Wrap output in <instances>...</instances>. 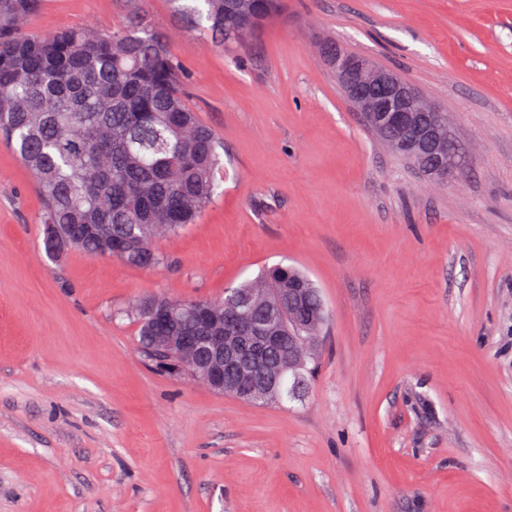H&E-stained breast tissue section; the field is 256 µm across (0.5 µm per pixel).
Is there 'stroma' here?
I'll return each instance as SVG.
<instances>
[{
    "instance_id": "1",
    "label": "stroma",
    "mask_w": 512,
    "mask_h": 512,
    "mask_svg": "<svg viewBox=\"0 0 512 512\" xmlns=\"http://www.w3.org/2000/svg\"><path fill=\"white\" fill-rule=\"evenodd\" d=\"M134 11L224 143L222 192L154 270L54 261L0 142V512H512V0H282L229 46L169 0H45L25 31ZM325 41L446 113L455 179L366 128ZM277 264L328 311L300 399L247 403L141 356L137 300H215Z\"/></svg>"
}]
</instances>
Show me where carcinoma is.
<instances>
[{
  "instance_id": "cac0c4a2",
  "label": "carcinoma",
  "mask_w": 512,
  "mask_h": 512,
  "mask_svg": "<svg viewBox=\"0 0 512 512\" xmlns=\"http://www.w3.org/2000/svg\"><path fill=\"white\" fill-rule=\"evenodd\" d=\"M43 0H0V138L39 189L42 224L82 230L103 224L123 244L126 265L161 263L153 241L194 223L221 187V142L185 101L169 45L132 14L112 31L78 28L42 38L25 32ZM226 0H173L174 11L215 41L245 40L281 0H256L248 15ZM101 233L82 236L96 256ZM301 288L300 270L276 266L239 285Z\"/></svg>"
}]
</instances>
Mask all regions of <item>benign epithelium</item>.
Instances as JSON below:
<instances>
[{"instance_id":"obj_1","label":"benign epithelium","mask_w":512,"mask_h":512,"mask_svg":"<svg viewBox=\"0 0 512 512\" xmlns=\"http://www.w3.org/2000/svg\"><path fill=\"white\" fill-rule=\"evenodd\" d=\"M331 65L337 81L374 127H419L417 91L391 71L336 48ZM421 128V127H419ZM393 147L426 150L422 170L446 182L463 165L456 137L436 123L421 128L417 140L392 139ZM48 255L57 259L79 240L63 235L55 224L45 226ZM224 311L197 302L185 310L155 297L141 311L154 330L144 349L147 358L170 362L175 371L201 376L213 390L243 401L273 402L285 395L287 374L298 373L317 356L327 321L319 292L309 288H278L245 294L225 289Z\"/></svg>"}]
</instances>
